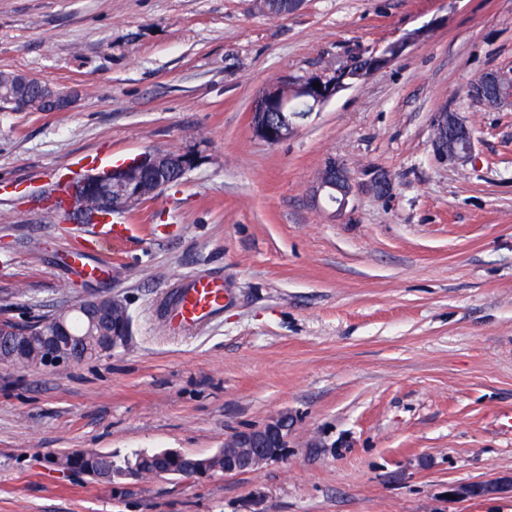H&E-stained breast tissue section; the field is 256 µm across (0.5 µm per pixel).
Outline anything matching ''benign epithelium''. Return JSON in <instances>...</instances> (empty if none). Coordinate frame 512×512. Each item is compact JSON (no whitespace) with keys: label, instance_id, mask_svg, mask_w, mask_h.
<instances>
[{"label":"benign epithelium","instance_id":"benign-epithelium-1","mask_svg":"<svg viewBox=\"0 0 512 512\" xmlns=\"http://www.w3.org/2000/svg\"><path fill=\"white\" fill-rule=\"evenodd\" d=\"M427 33L428 28L422 27L375 52V65L373 66L358 63L359 79H366L387 68L404 53L410 44L424 38ZM351 65L352 62L349 61L344 67L338 66L324 72L319 71L307 75L308 81L302 85V89L308 93L309 111L301 115L288 114L283 99L279 97V84L269 85L258 99L259 111L251 113L253 134L270 144L280 143L290 138L310 113L322 107L336 95L338 90L345 87V67ZM316 82L321 84V87H314ZM450 122L467 131L471 130L467 120L459 112L433 113L431 144L434 155L442 163L451 162L456 165H464L475 161L474 144L472 143L464 146L459 151H448V141L445 140V134ZM167 163L168 159L165 157L163 150L155 149L141 154L125 165L99 173L87 174L66 191L63 196L64 206L70 212L83 215L90 224L99 223L103 216L98 211L90 210L87 207L90 197L112 185L122 186V182L130 171L161 170ZM352 193L353 182L348 168L334 160L326 163L313 187V199L316 201L326 198L336 199L335 213L340 214L347 206ZM129 336V323L126 320L112 322V335L102 337L103 345L94 352L93 357H100L125 346ZM5 340L14 343L18 347L29 342H38L41 348L40 364L44 366H62L88 359L82 346L76 342L75 337L63 325L54 333L47 335L33 334L31 336H19L16 330L5 328L0 331V341ZM292 428L293 420L291 416L281 413L266 420L255 432L250 430L235 432L225 439L224 447L216 452V455L224 457L222 473H235L230 461L237 455L245 457L246 470L249 472H255L272 462L280 460L285 454L286 448H288ZM448 494L463 498L511 495L512 479L500 478L460 488L454 487L448 490Z\"/></svg>","mask_w":512,"mask_h":512}]
</instances>
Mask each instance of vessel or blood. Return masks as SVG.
Wrapping results in <instances>:
<instances>
[{"label": "vessel or blood", "instance_id": "1", "mask_svg": "<svg viewBox=\"0 0 512 512\" xmlns=\"http://www.w3.org/2000/svg\"><path fill=\"white\" fill-rule=\"evenodd\" d=\"M223 310V283L215 277L200 275L179 289L174 302L165 307L164 316L170 326L181 328L209 321Z\"/></svg>", "mask_w": 512, "mask_h": 512}]
</instances>
